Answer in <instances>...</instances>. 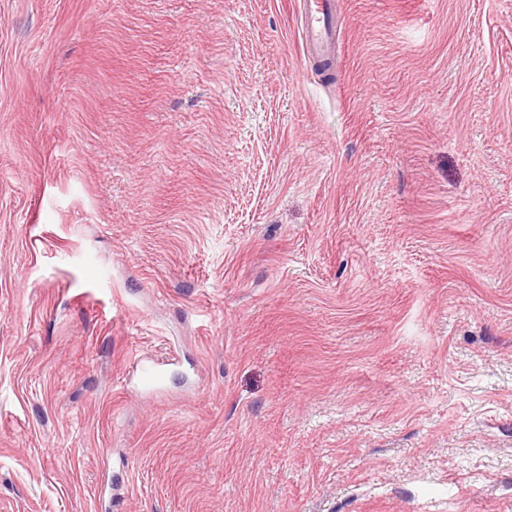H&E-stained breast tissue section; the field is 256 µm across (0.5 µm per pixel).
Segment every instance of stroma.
I'll return each mask as SVG.
<instances>
[{"label":"stroma","instance_id":"obj_1","mask_svg":"<svg viewBox=\"0 0 512 512\" xmlns=\"http://www.w3.org/2000/svg\"><path fill=\"white\" fill-rule=\"evenodd\" d=\"M298 2L0 0V512H512V0ZM301 38L307 55L319 61H336V1L302 0Z\"/></svg>","mask_w":512,"mask_h":512}]
</instances>
